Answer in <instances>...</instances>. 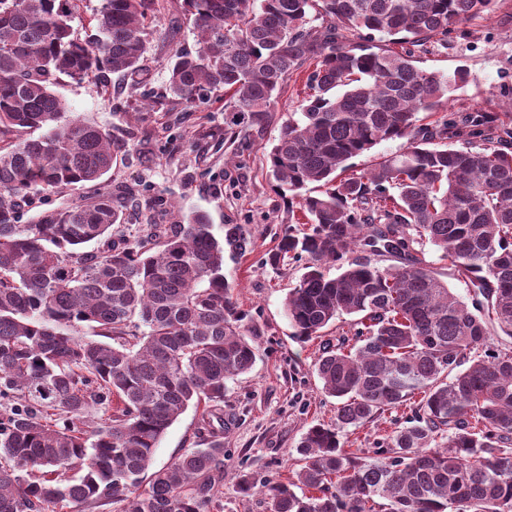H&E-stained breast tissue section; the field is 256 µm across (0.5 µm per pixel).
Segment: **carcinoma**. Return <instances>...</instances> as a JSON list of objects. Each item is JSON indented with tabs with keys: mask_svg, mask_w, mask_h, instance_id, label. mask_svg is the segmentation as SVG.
Instances as JSON below:
<instances>
[{
	"mask_svg": "<svg viewBox=\"0 0 512 512\" xmlns=\"http://www.w3.org/2000/svg\"><path fill=\"white\" fill-rule=\"evenodd\" d=\"M80 2L0 0V512H211L224 391L256 358L224 278L225 248L250 246L245 229L227 224L219 240L190 211L117 242L107 191L19 223L28 192L101 184L127 152L98 125L59 123L54 81L149 75L158 0H100L86 37L72 25ZM491 2L180 0L197 42L165 63L180 103L222 91L262 126L307 72L300 116L267 156L306 222L268 261L306 258L283 302L295 337L353 318V342L324 343L316 361L336 421L302 435L295 480L261 485L268 512H512V348L490 345L493 324L512 338V131L489 112L445 113L462 71L415 57ZM397 139L402 152L348 173ZM425 239L469 301L419 256ZM387 255L399 263L375 262ZM408 404L377 447H343L347 428ZM191 405L203 447L150 471ZM404 142L405 140H390L381 142L362 156L353 159L352 162L357 169L367 167L377 157L384 155L387 156L400 152L403 149Z\"/></svg>",
	"mask_w": 512,
	"mask_h": 512,
	"instance_id": "cac0c4a2",
	"label": "carcinoma"
}]
</instances>
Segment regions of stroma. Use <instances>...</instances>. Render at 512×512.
<instances>
[{
    "label": "stroma",
    "mask_w": 512,
    "mask_h": 512,
    "mask_svg": "<svg viewBox=\"0 0 512 512\" xmlns=\"http://www.w3.org/2000/svg\"><path fill=\"white\" fill-rule=\"evenodd\" d=\"M162 2L164 10L149 38L147 84L133 91L117 78L75 82L63 76L53 86L67 105L65 119L96 123L126 141L124 161L101 186L33 196L23 218L31 220L80 197L92 198L102 189L121 206L127 232L152 219L172 223L179 209L206 212L219 237L225 225L245 226L252 245L243 254L225 255L224 277L233 284L237 307L256 338V360L224 393L220 510L267 512L261 494L237 491L235 477L248 473L259 481L293 478L302 435L336 418L338 401L324 392L315 372L320 348L350 330L344 318L325 329L321 338L296 339L283 301L304 264L274 268L267 262L280 237L301 216L268 176L267 155L283 122L306 97V78L298 76L283 86L264 126H247L237 137L225 136L232 114L223 93L200 95L187 106L165 96L167 57L178 49H194L195 41L186 25L176 38H168L167 30L178 16L176 0ZM418 60L422 68L444 76L467 70V80L450 94L449 111L491 112L499 126L512 129V0H492L481 14L455 25L447 45H429ZM200 426V411L188 408L161 439L155 467L194 447Z\"/></svg>",
    "instance_id": "1"
}]
</instances>
